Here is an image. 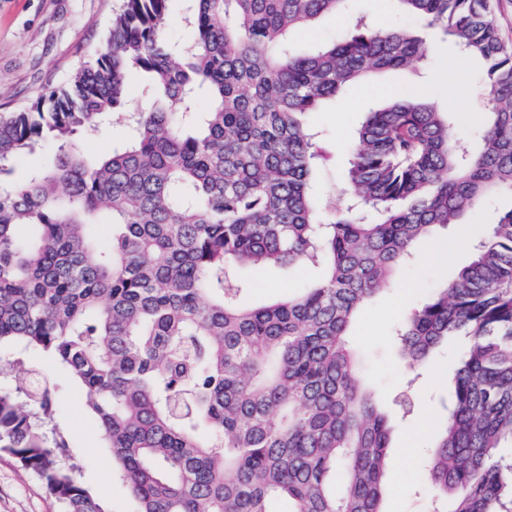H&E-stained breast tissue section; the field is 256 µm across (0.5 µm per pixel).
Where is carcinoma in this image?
Returning a JSON list of instances; mask_svg holds the SVG:
<instances>
[{"mask_svg": "<svg viewBox=\"0 0 512 512\" xmlns=\"http://www.w3.org/2000/svg\"><path fill=\"white\" fill-rule=\"evenodd\" d=\"M344 2L120 0L102 49L0 113V346L67 370L137 512H386L391 426L350 330L418 242L512 194V46L490 0H398L484 67L478 147L453 140L451 112L428 98L388 101L364 113L344 210L326 219L306 117L426 59L419 31L361 20L299 52L292 34ZM133 74L151 103L123 112ZM114 125L126 135L110 154L77 147ZM246 266L322 275L247 307ZM396 336L417 367L467 340L424 461L434 512H512V206ZM48 400L40 378L0 386V451L62 512H106L61 464Z\"/></svg>", "mask_w": 512, "mask_h": 512, "instance_id": "obj_1", "label": "carcinoma"}]
</instances>
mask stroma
Instances as JSON below:
<instances>
[{
    "mask_svg": "<svg viewBox=\"0 0 512 512\" xmlns=\"http://www.w3.org/2000/svg\"><path fill=\"white\" fill-rule=\"evenodd\" d=\"M117 0H0V113L29 106L60 84L71 68L100 47ZM397 28L415 19L398 0H345L334 15L323 17L312 29L294 34L300 51L318 43L340 41L355 18ZM424 71L389 70L372 83H359L341 91L321 111L310 114L311 124L322 134L329 152L318 179L324 192L341 182L351 157V136L363 112L384 103L386 96L420 93L453 113L450 134L466 144H476L482 116L476 104L480 92L477 64L461 67L453 42L442 33H429ZM512 205V197L486 198L462 223L437 230L421 243L418 257L398 270L395 284L367 304L357 318L351 341L367 380L385 397L392 416L387 512H428L421 460L434 443L435 420L448 396L451 364L446 351H438L420 378L397 357L395 329L405 311L422 303L434 288L452 279L467 264L471 247L493 224L498 211ZM249 283L244 301L270 303L298 292L312 271L290 272L245 269ZM27 371L47 375L52 381L53 423L63 436L66 463L77 465L84 485L105 505L107 512H134L135 503L112 469L107 448L93 415L80 401L68 373L42 353L26 354ZM410 455H400L402 446ZM56 499L43 484L8 453L0 452V512H59Z\"/></svg>",
    "mask_w": 512,
    "mask_h": 512,
    "instance_id": "obj_1",
    "label": "stroma"
}]
</instances>
